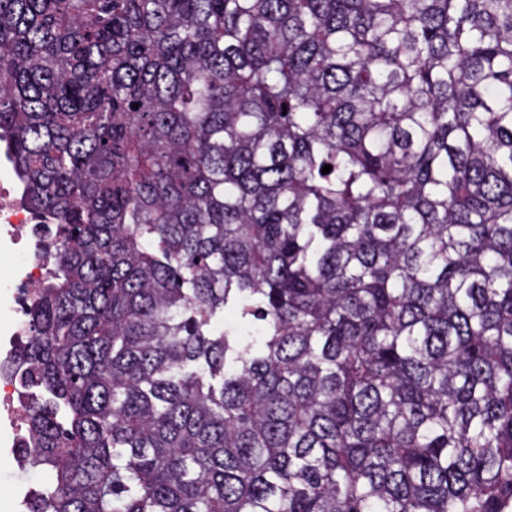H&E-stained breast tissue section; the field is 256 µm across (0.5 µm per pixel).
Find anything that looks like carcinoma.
I'll return each instance as SVG.
<instances>
[{"mask_svg": "<svg viewBox=\"0 0 512 512\" xmlns=\"http://www.w3.org/2000/svg\"><path fill=\"white\" fill-rule=\"evenodd\" d=\"M1 154L29 512H512V0H0ZM10 179L9 169L0 164V255L14 258L9 277L0 282V365L18 352V322L23 332L20 338L26 341V317L22 315L20 321L19 315L41 286L46 263L41 244L49 242L42 241L30 211L11 198L10 188L5 187ZM1 306L10 312L11 323L1 324Z\"/></svg>", "mask_w": 512, "mask_h": 512, "instance_id": "obj_1", "label": "carcinoma"}]
</instances>
